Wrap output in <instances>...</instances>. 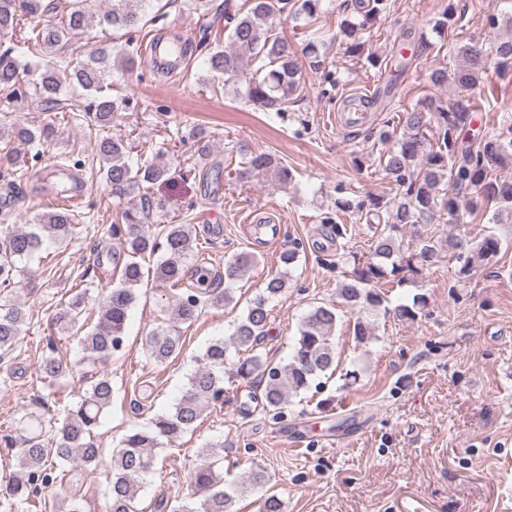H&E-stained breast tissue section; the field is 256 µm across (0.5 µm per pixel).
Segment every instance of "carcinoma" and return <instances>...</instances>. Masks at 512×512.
Returning <instances> with one entry per match:
<instances>
[{
    "label": "carcinoma",
    "instance_id": "carcinoma-1",
    "mask_svg": "<svg viewBox=\"0 0 512 512\" xmlns=\"http://www.w3.org/2000/svg\"><path fill=\"white\" fill-rule=\"evenodd\" d=\"M143 0H106L101 8L97 0H0V101L11 103L27 97L29 90L40 99L42 110L52 112L61 106L64 82L83 91L79 110L86 122L106 127L118 112L130 108L131 101L111 94L112 58L108 47H95L66 74L57 65L46 64L39 70L22 63L18 53L40 49L55 54L68 48L71 39L93 25L136 32L141 17L131 3ZM322 0H253L244 13L231 12L224 3L225 27L230 29L231 49L210 47L208 37L197 44L170 42L183 57L192 48L207 54L210 72L224 78V83L246 85L248 101L277 108L284 106L302 88L303 66L286 38L276 34L278 25L288 17L308 18L316 15ZM387 0H354V16L341 22L340 40L350 54L365 57L373 65L379 57L368 52L367 34ZM489 31L497 34L489 49L476 44L455 46L458 63L452 69L437 68L430 73L432 85L453 88L456 98L439 104L432 112L412 111L398 130L380 133V164L395 182L397 194L392 201L378 197H342L335 201L336 210L366 217L371 244L363 261L353 258L349 277L338 284L336 293L342 303L357 310L353 335L365 344L373 338L372 324L362 313L375 311L383 304L378 285L383 281L398 284L414 281L423 271L440 260V253L462 262L458 278L465 281L472 271L489 264L501 251L502 241L494 233L480 236L477 242L464 241L454 235L445 240L420 236L413 246H404L402 230L409 224H429L435 218L448 216L450 224H465L467 218L481 209L494 206V224H512V178H500L498 172L512 167V120L503 121L491 135L469 137L471 112L479 107L482 75L489 66L503 72L512 71V10L486 18ZM434 125L435 133L427 138L424 129ZM10 128L16 141L23 145L49 141L55 128L46 124L35 129L24 127L13 118V111L0 108V130ZM103 178L112 196L122 200L140 189L165 178L169 169L153 160L130 162L123 139L107 137L97 143ZM27 164L26 153L10 145L0 151V178L8 179ZM241 174L259 176L274 168V158L263 152H242ZM165 203L147 193L139 201L120 212L109 233L125 244L128 260L121 269L120 284L110 289L101 302L97 322L79 337L82 361L92 366L107 361L124 344L129 310L133 306V285L141 282L142 266L137 258L161 251L163 260L155 269L156 278L171 287L174 315L181 324H193L204 306L229 304L230 289L183 288L184 265L192 251L191 234L184 224H167L157 233L146 224L150 212L164 208ZM75 215L71 210L41 214L33 219L29 230H16L0 235V289L17 286L24 272L22 264L30 261L49 237L65 242L71 233ZM256 261L255 255L238 253L224 264V279L231 282ZM285 286L284 276L270 278L264 291L249 300L243 318L227 340L210 344L198 359L197 370L188 378L173 410L155 415L144 427L132 428L112 450L107 476L105 512H138L137 502L143 476L153 467V449L162 440L173 442L197 428L204 410L224 404V370L230 350L240 354L232 372L244 383V400L239 412L245 417L264 412L274 419L284 417L293 393L310 387L311 382L336 371L335 334L338 323L334 304L314 305L303 317L291 355L285 363H274L256 354L264 341L269 324V303ZM84 298L74 295L60 305L55 326L65 333L79 323ZM423 297L416 302L400 304L393 314L402 320H414L425 307ZM24 311L11 299L0 304V361L13 351L20 340ZM149 358L163 363L179 355L183 342L179 330L168 327L145 337ZM247 356H241V353ZM40 379L48 386L73 374V367L54 355L48 346L37 366ZM111 379L94 380L80 401L64 409L63 415L52 412L51 401L35 397L32 408L13 433L0 436L4 447L14 451L17 470L4 488L6 496L23 506V512H46L45 494L62 486L65 464L82 466L98 464L102 449L94 441L104 411L112 404ZM203 463L195 470L192 484L195 493L204 497L196 507L184 499L173 512H233L235 495L247 488L265 489L271 483L268 471L252 468L241 486L224 489L223 479L215 466L224 459V442H208L202 453Z\"/></svg>",
    "mask_w": 512,
    "mask_h": 512
}]
</instances>
